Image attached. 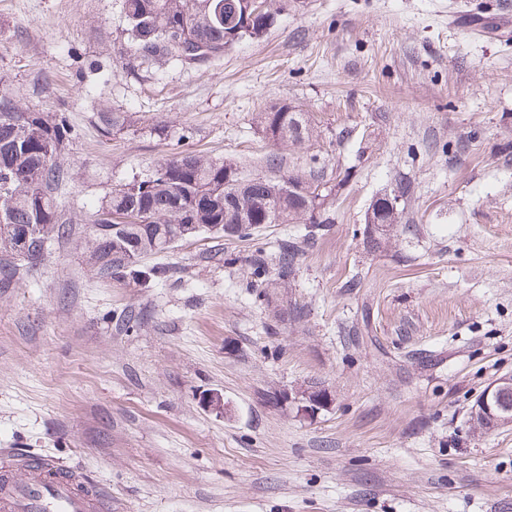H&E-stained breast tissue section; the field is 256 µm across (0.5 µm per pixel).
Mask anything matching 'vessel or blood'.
I'll return each mask as SVG.
<instances>
[{
    "label": "vessel or blood",
    "mask_w": 512,
    "mask_h": 512,
    "mask_svg": "<svg viewBox=\"0 0 512 512\" xmlns=\"http://www.w3.org/2000/svg\"><path fill=\"white\" fill-rule=\"evenodd\" d=\"M26 478L0 475V512H111V498L79 490L74 473L48 456L33 458Z\"/></svg>",
    "instance_id": "obj_1"
}]
</instances>
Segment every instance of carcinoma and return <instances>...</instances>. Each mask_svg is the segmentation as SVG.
Wrapping results in <instances>:
<instances>
[{
  "instance_id": "obj_1",
  "label": "carcinoma",
  "mask_w": 512,
  "mask_h": 512,
  "mask_svg": "<svg viewBox=\"0 0 512 512\" xmlns=\"http://www.w3.org/2000/svg\"><path fill=\"white\" fill-rule=\"evenodd\" d=\"M224 0H123L127 43L121 55L139 66H182L209 61L244 39H260L273 26L277 11L267 0L265 13L238 35L224 27ZM104 130L121 129L127 116L103 112ZM256 122L273 140L301 145L315 125L307 113L283 103L259 112ZM70 141L62 113L36 112L16 96L0 91V253L10 274L33 267L50 246L70 235L58 208L57 192L65 179L61 152ZM333 188L324 171L283 173L278 162L267 174L241 175L238 168L200 152H175L151 173L134 175L112 188L89 215L93 231L85 246L86 264L96 278L145 285L168 270L144 266L148 255L172 248L184 224H194L203 238L249 240L264 224H304L305 241L325 236L334 217L328 207ZM374 231L363 228L364 249L376 252L391 232L414 235L403 210L373 204ZM305 247L281 240L274 259L260 255L253 274H269L267 288H289L295 281Z\"/></svg>"
}]
</instances>
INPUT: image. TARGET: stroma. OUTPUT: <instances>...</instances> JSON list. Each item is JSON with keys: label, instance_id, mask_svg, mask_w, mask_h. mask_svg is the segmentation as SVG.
I'll use <instances>...</instances> for the list:
<instances>
[{"label": "stroma", "instance_id": "1", "mask_svg": "<svg viewBox=\"0 0 512 512\" xmlns=\"http://www.w3.org/2000/svg\"><path fill=\"white\" fill-rule=\"evenodd\" d=\"M509 24L512 0H297L218 59L148 70L119 57L122 0H0V90L74 132L72 234L0 288V469L55 457L112 512H512V426L467 424L512 373V40L481 34ZM282 103L310 141L254 123ZM177 150L324 170L336 220L292 287H250L244 259L301 224L179 242L145 257L173 272L147 287L94 278L85 216ZM403 183L418 236L366 252L368 208Z\"/></svg>", "mask_w": 512, "mask_h": 512}]
</instances>
